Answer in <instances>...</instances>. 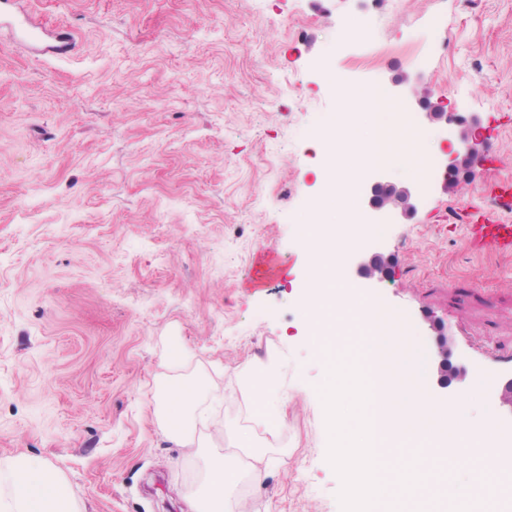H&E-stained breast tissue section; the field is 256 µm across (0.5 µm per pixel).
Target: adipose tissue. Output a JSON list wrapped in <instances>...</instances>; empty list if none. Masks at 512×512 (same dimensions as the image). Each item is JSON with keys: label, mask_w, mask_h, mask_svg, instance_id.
<instances>
[{"label": "adipose tissue", "mask_w": 512, "mask_h": 512, "mask_svg": "<svg viewBox=\"0 0 512 512\" xmlns=\"http://www.w3.org/2000/svg\"><path fill=\"white\" fill-rule=\"evenodd\" d=\"M358 98L361 109L345 118V127L350 131L367 127L372 134L357 164L347 166L345 178L328 182L327 195L333 199L350 196L360 166L390 158L381 134L397 119L391 99L387 93L376 96L369 90L360 92ZM187 360V351L179 345L170 347L163 357L162 364L170 377L158 399V414L163 431L190 448L194 445L195 407L204 386L197 379L183 375ZM249 387L256 419L268 431L282 429L286 419L274 386L272 366L252 367ZM234 433V452L210 460L205 482L190 504L191 512H246L241 498L235 494L240 478L237 456L243 453L259 461L265 451L254 446L251 435L242 428H235ZM0 512H76V509L58 471L37 459L17 456L0 463Z\"/></svg>", "instance_id": "obj_1"}]
</instances>
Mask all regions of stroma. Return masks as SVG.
I'll use <instances>...</instances> for the list:
<instances>
[{"label":"stroma","instance_id":"stroma-1","mask_svg":"<svg viewBox=\"0 0 512 512\" xmlns=\"http://www.w3.org/2000/svg\"><path fill=\"white\" fill-rule=\"evenodd\" d=\"M67 29L65 56L0 36V460L58 470L77 512H189L201 459L163 433L156 403L172 341L208 395L202 446L225 423L269 460L242 492L258 512H341L320 389L328 362L305 325L307 224L359 222L366 178L323 204L328 172L309 148L336 132L353 93L385 87L399 124L387 148L422 151L416 214L370 251L390 279L351 288L405 318L471 317L512 349V260L476 257L462 224L512 178V126L498 162L444 190L452 126L425 122L399 88L429 87L460 113H512V0H25ZM258 287H250L252 278ZM273 364L286 425L253 416L247 375Z\"/></svg>","mask_w":512,"mask_h":512}]
</instances>
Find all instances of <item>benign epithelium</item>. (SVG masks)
Returning <instances> with one entry per match:
<instances>
[{
    "instance_id": "1",
    "label": "benign epithelium",
    "mask_w": 512,
    "mask_h": 512,
    "mask_svg": "<svg viewBox=\"0 0 512 512\" xmlns=\"http://www.w3.org/2000/svg\"><path fill=\"white\" fill-rule=\"evenodd\" d=\"M414 97L427 121L457 127L463 150L452 153L446 159L445 172L451 173V177L445 178L443 184L445 189L452 188L465 179L470 166L481 155L484 146L481 120L476 114L464 116L446 111L442 99H433L432 91L427 88L414 91ZM367 206L377 213L398 211L404 216H410L417 210L418 194L409 185L377 180L367 190ZM393 268V260L378 253L361 254L357 259V273L365 279L385 280L392 275ZM428 326L434 340L436 386L439 390H445L452 383H460L466 379L469 365L457 351L454 336L448 332L447 323L430 318Z\"/></svg>"
}]
</instances>
